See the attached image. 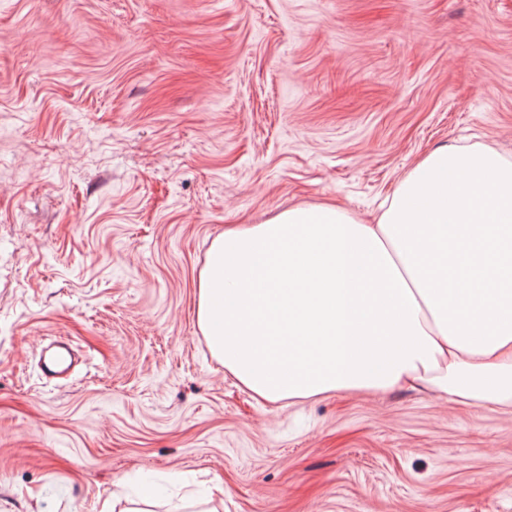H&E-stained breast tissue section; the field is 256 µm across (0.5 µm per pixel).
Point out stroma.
I'll return each instance as SVG.
<instances>
[{"instance_id": "1", "label": "stroma", "mask_w": 512, "mask_h": 512, "mask_svg": "<svg viewBox=\"0 0 512 512\" xmlns=\"http://www.w3.org/2000/svg\"><path fill=\"white\" fill-rule=\"evenodd\" d=\"M512 161V0H0V512H512V412L269 403L196 318L224 229L376 217L438 147ZM64 338L85 357L46 379Z\"/></svg>"}]
</instances>
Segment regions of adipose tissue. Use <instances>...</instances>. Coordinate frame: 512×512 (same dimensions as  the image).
<instances>
[{"label": "adipose tissue", "instance_id": "adipose-tissue-1", "mask_svg": "<svg viewBox=\"0 0 512 512\" xmlns=\"http://www.w3.org/2000/svg\"><path fill=\"white\" fill-rule=\"evenodd\" d=\"M198 325L269 401L429 389L512 408V161L438 148L375 223L296 207L215 238Z\"/></svg>", "mask_w": 512, "mask_h": 512}]
</instances>
